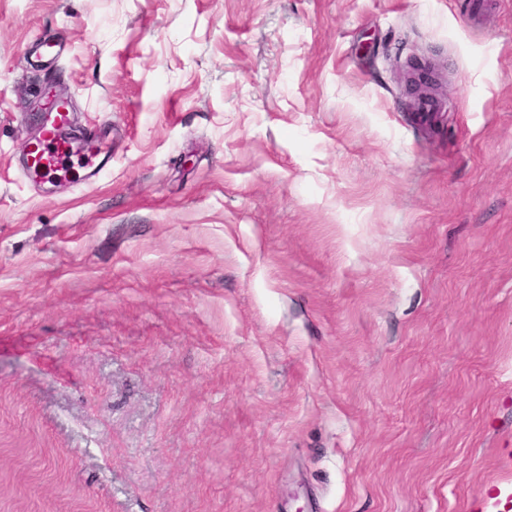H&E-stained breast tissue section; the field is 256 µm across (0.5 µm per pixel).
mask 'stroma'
<instances>
[{"label": "stroma", "mask_w": 512, "mask_h": 512, "mask_svg": "<svg viewBox=\"0 0 512 512\" xmlns=\"http://www.w3.org/2000/svg\"><path fill=\"white\" fill-rule=\"evenodd\" d=\"M470 5L0 0V512H512V0ZM50 88L111 152L55 192ZM417 58L410 60V67L415 75L407 68L406 87L409 86L411 88V94L419 99L427 94V89L429 88L428 81L431 80V76L428 67L424 64L425 61L419 57Z\"/></svg>", "instance_id": "stroma-1"}]
</instances>
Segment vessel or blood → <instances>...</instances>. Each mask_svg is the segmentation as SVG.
I'll use <instances>...</instances> for the list:
<instances>
[{"label":"vessel or blood","mask_w":512,"mask_h":512,"mask_svg":"<svg viewBox=\"0 0 512 512\" xmlns=\"http://www.w3.org/2000/svg\"><path fill=\"white\" fill-rule=\"evenodd\" d=\"M47 119L37 144L25 157V171L39 184H82L91 181L100 166L84 157V146L73 133L74 114L68 104L50 98Z\"/></svg>","instance_id":"1"}]
</instances>
